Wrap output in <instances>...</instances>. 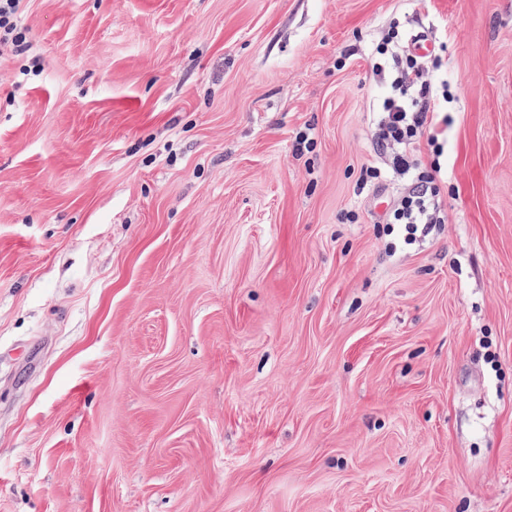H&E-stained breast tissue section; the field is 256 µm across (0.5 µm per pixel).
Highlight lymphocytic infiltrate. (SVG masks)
<instances>
[{
    "instance_id": "1",
    "label": "lymphocytic infiltrate",
    "mask_w": 512,
    "mask_h": 512,
    "mask_svg": "<svg viewBox=\"0 0 512 512\" xmlns=\"http://www.w3.org/2000/svg\"><path fill=\"white\" fill-rule=\"evenodd\" d=\"M371 76L384 89L373 116L380 163L365 167L357 186L382 189L388 173L401 181L381 221L410 245L444 221L440 138L450 122L452 97L448 88L437 87L424 58L401 41L394 26L383 32L375 47ZM423 143L432 153L427 162L417 154Z\"/></svg>"
}]
</instances>
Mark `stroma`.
<instances>
[{"label":"stroma","instance_id":"stroma-1","mask_svg":"<svg viewBox=\"0 0 512 512\" xmlns=\"http://www.w3.org/2000/svg\"><path fill=\"white\" fill-rule=\"evenodd\" d=\"M393 22L454 96L447 221L396 250L357 187ZM21 24L0 512H512V0H26Z\"/></svg>","mask_w":512,"mask_h":512}]
</instances>
